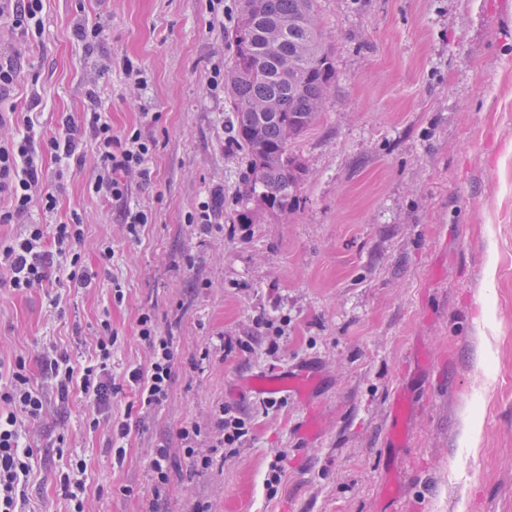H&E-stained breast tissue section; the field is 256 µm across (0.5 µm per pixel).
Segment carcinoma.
Listing matches in <instances>:
<instances>
[{
    "label": "carcinoma",
    "instance_id": "obj_1",
    "mask_svg": "<svg viewBox=\"0 0 512 512\" xmlns=\"http://www.w3.org/2000/svg\"><path fill=\"white\" fill-rule=\"evenodd\" d=\"M224 74L232 143L245 154L239 219L291 207L302 175L292 144L316 123L335 81L315 0H239Z\"/></svg>",
    "mask_w": 512,
    "mask_h": 512
}]
</instances>
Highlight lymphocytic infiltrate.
<instances>
[{
	"label": "lymphocytic infiltrate",
	"instance_id": "f902f5d3",
	"mask_svg": "<svg viewBox=\"0 0 512 512\" xmlns=\"http://www.w3.org/2000/svg\"><path fill=\"white\" fill-rule=\"evenodd\" d=\"M44 0H0V20L10 21L32 37L44 31ZM20 134L0 140V224L15 223L32 209L54 212L57 197L43 177V159L51 157L64 168L81 167L82 146L92 142L99 167L92 183L93 192L105 200L124 199L130 179L146 183L151 179L148 167L155 142L142 129L117 136L104 106H92L82 119L65 117L60 132L34 138L35 121L24 116ZM84 226L79 213L68 222L46 228L42 224L24 225L19 235L0 239V268L5 285L17 292L42 286L50 270L62 271L72 288L89 287L92 278L82 262L79 247ZM138 334L150 351L146 367L130 371L141 412H149L168 398L176 350L171 337L162 335L153 316L142 313ZM112 325L101 320L94 360L88 365L72 363L70 356L48 349L37 362L50 379L59 399L78 389L95 409L109 405L112 398ZM46 400L30 383L27 360L16 357L9 381L0 387V512H27V483L33 470L34 448L27 445L23 421L42 418ZM215 435L207 452L198 445L202 429L190 425L180 429L178 437L184 455L209 465L214 453L230 457L236 454L250 432V423L237 409L226 405L214 415Z\"/></svg>",
	"mask_w": 512,
	"mask_h": 512
}]
</instances>
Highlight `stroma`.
Here are the masks:
<instances>
[{"label": "stroma", "instance_id": "35a3bbf8", "mask_svg": "<svg viewBox=\"0 0 512 512\" xmlns=\"http://www.w3.org/2000/svg\"><path fill=\"white\" fill-rule=\"evenodd\" d=\"M315 9L336 80L293 147L304 173L291 210L258 212L251 224L238 217L245 156L230 142L228 94L213 82L231 64L238 0H45L37 40L0 24V63L21 78L6 96L18 113L0 137L27 112L39 133L58 131L88 110L93 90L114 134L143 127L157 142L150 182H132L126 201L152 214L138 241L126 236L124 203L91 191L90 148L64 174L44 159L57 208L21 218L58 224L79 211L96 277L79 291L0 286V359L50 347L82 363L102 319L116 335L117 389L97 429L77 391L49 394L46 415L23 426L37 453L35 512H68L57 478L73 456L87 466L88 512H146L154 448L180 447L179 430L193 423L210 433L224 404L251 422L240 452L205 469L176 457L160 512L197 502L207 512H384L390 481L400 512H512V0H316ZM87 25L104 40L83 39ZM136 71L148 81L138 100ZM146 110L155 124L145 125ZM216 187L223 226L203 233L193 220ZM144 312L178 355L167 400L142 415L129 410L128 373L149 360ZM259 315L288 320L277 357L263 352ZM223 336L250 351L224 353ZM287 367L316 372L317 389L269 409L242 384ZM400 394L411 411L396 441ZM469 415L480 421L471 444ZM309 417L318 432L307 440L299 426ZM123 422L128 434L112 436ZM275 459L282 477L271 496Z\"/></svg>", "mask_w": 512, "mask_h": 512}]
</instances>
